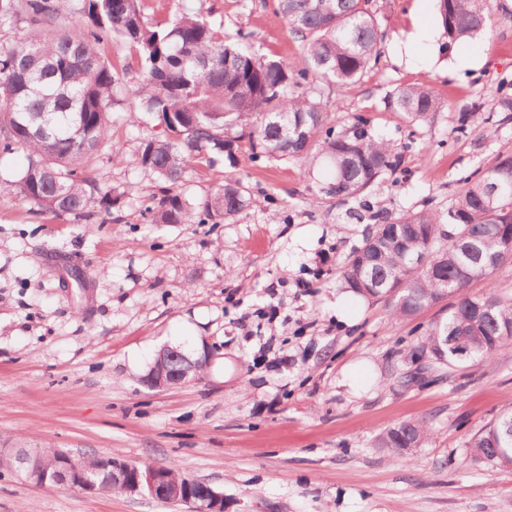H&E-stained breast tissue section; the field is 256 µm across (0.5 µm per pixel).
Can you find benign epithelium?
Wrapping results in <instances>:
<instances>
[{
  "label": "benign epithelium",
  "mask_w": 512,
  "mask_h": 512,
  "mask_svg": "<svg viewBox=\"0 0 512 512\" xmlns=\"http://www.w3.org/2000/svg\"><path fill=\"white\" fill-rule=\"evenodd\" d=\"M179 359V368L171 370L168 361ZM207 356L192 359L173 347L162 348L144 383L155 389H167L184 385L195 379L206 364ZM33 451L16 445L0 443V456L7 455L14 460V469L29 484L45 487L52 480L60 486L78 489L88 494H99L119 489L130 496H149L170 504H182L189 512H224V495L211 486L193 479H178L168 475L161 467H145L112 459V481L102 482L78 470L75 456L64 450H57L54 469L49 471L36 467L29 461Z\"/></svg>",
  "instance_id": "obj_1"
}]
</instances>
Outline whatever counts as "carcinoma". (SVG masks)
Returning <instances> with one entry per match:
<instances>
[{
  "label": "carcinoma",
  "instance_id": "carcinoma-1",
  "mask_svg": "<svg viewBox=\"0 0 512 512\" xmlns=\"http://www.w3.org/2000/svg\"><path fill=\"white\" fill-rule=\"evenodd\" d=\"M69 0H0V28L25 22L32 35L0 47V153H27V165L8 187L46 214L81 224L99 210L111 213L118 198L91 168L112 143L114 91L135 69L132 112L153 115L162 135L145 138L138 163L162 183L151 208L154 224H222L246 211L253 199L229 177L195 205L181 186L199 166L232 156L235 140L275 160L303 158L320 143L330 168L321 191L337 198L365 193L401 157L396 144L373 134L362 116L339 133L323 130L320 103L292 87L308 76L339 86L360 79L378 60L385 33L370 0H278V13L305 49L306 68L255 53L224 40L200 13L152 22L140 0H77L80 22L62 27ZM447 46L487 29L493 0H437ZM120 40L134 55L113 63L105 46ZM389 105L410 123H428L439 109L430 88L406 86ZM45 113L50 135L29 134L25 125ZM501 191L490 196L492 184ZM369 221L362 244L342 267L343 287L372 302H391V314L411 318L448 297V317L426 330L420 352L440 351L436 362L457 367L482 362L512 341V297L493 286L471 295L468 286L512 263V155L497 156L464 179L456 203L440 214L407 212L397 218L369 204L357 213ZM461 339L467 353L445 341ZM428 435L421 421L402 422L379 437L384 448L419 447ZM474 462H498L512 448V406L469 441ZM80 471L112 477L103 459L83 457Z\"/></svg>",
  "mask_w": 512,
  "mask_h": 512
}]
</instances>
